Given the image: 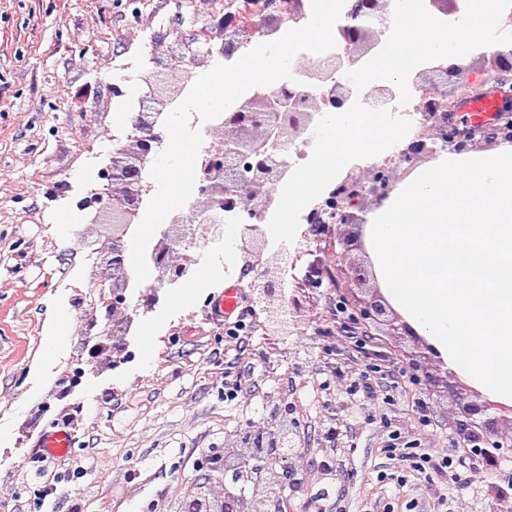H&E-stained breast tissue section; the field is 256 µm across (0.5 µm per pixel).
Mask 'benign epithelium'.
<instances>
[{"instance_id":"benign-epithelium-1","label":"benign epithelium","mask_w":512,"mask_h":512,"mask_svg":"<svg viewBox=\"0 0 512 512\" xmlns=\"http://www.w3.org/2000/svg\"><path fill=\"white\" fill-rule=\"evenodd\" d=\"M305 0H264L268 11L267 31L277 30L285 20L305 15ZM393 0H353L347 12V21L338 27L344 52L331 57V71L357 65L371 50L379 47L381 40H371L372 33H387L384 19L390 12ZM210 24L224 33L222 51L230 55L237 48L239 39L247 36L231 14L210 19ZM212 52L193 47V42L182 41L176 49L163 39L155 41L154 75L147 82V90L139 99V114L129 133L112 136V157L103 177L101 195L106 204L93 215L97 224L112 219L115 233L106 243L92 249L96 254V269L102 282L109 284L108 293H100L92 309H100V316L93 317L96 340L85 348L89 364L119 366L125 359L126 336L139 309L154 308L160 301L159 288L141 293L134 306L128 302L130 276L126 267V241L130 232L129 213L137 206L146 192L145 175L150 159L165 137L166 130L161 115L168 100L180 85L193 75V68L204 62ZM465 70L463 65L432 67L415 74L420 79L427 74L445 80L453 79ZM480 87L495 94L502 107L499 115L504 123L491 130L448 133V115L455 111L460 101L474 91L472 82L460 84L455 94L448 98L446 109L438 111V104L424 97L417 109L427 122L423 137L410 142L399 156H387L372 165V191L379 198L388 196L391 186L389 173L396 165L423 152H435L434 145L461 148L466 141L480 134L512 139V50L483 57ZM322 89V94L313 90ZM395 95L387 85L376 86L361 95L358 87L339 81L326 83L325 73L319 68L304 64L298 67L295 81L270 95H261L245 101L237 111L224 116V126L218 133L216 152L209 155L201 167L199 201L186 211L176 214L170 224L160 230V239L149 256V261L159 271L160 288L171 286L189 265L187 251L196 246L206 229L216 223L219 209L223 208L237 218L245 220L244 233L238 249L249 257L250 270L255 272L259 284L252 286L251 300L266 314L265 323L279 336H293L298 323L295 313L301 310V300L294 296L286 299L280 286L284 285L288 269L295 267L297 258L288 252L277 255V262L269 265L262 260L268 244L260 220L274 211L278 200L274 185L291 176L282 146L307 135L318 127L322 108L331 103L338 112L349 110L354 100H361L367 107L390 101ZM432 147H427V143ZM359 195L354 185L342 181L328 193L325 204H316L307 215L308 228L303 234L305 252L311 244L332 242L329 236L333 224H350L354 219L349 212L353 200ZM473 390L462 382L450 388V396L463 420L457 426V446L460 448L512 447V409L488 400L471 399ZM495 409L511 417L492 416ZM296 406L283 399L275 409L272 426L260 427L238 435L224 445V453L209 459V473L204 482L189 487L183 498V512H283L282 491L286 480L306 468L305 455L295 448L297 434ZM255 471L252 489L248 494L233 495L223 489L215 494L216 486H224V476L232 471Z\"/></svg>"}]
</instances>
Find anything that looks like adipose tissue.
Here are the masks:
<instances>
[{"label": "adipose tissue", "instance_id": "1", "mask_svg": "<svg viewBox=\"0 0 512 512\" xmlns=\"http://www.w3.org/2000/svg\"><path fill=\"white\" fill-rule=\"evenodd\" d=\"M470 13L474 24L458 36H449L445 27L426 14L409 16L404 23V37L386 41L378 52V63L365 81L376 84L415 70L428 58L436 57L448 63L465 62L469 46L482 41L486 30L497 27L502 19L500 0H471ZM324 148L311 159L291 183L287 197L280 208L283 236H292L294 227L288 224L290 212L296 211L306 200L326 187L329 170L343 166L349 159H374L377 147L366 120L353 112H341L323 132Z\"/></svg>", "mask_w": 512, "mask_h": 512}]
</instances>
